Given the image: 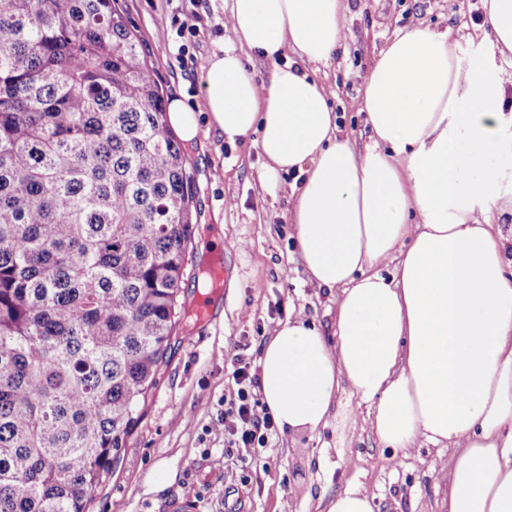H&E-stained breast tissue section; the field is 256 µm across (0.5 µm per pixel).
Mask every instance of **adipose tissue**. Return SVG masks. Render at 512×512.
I'll use <instances>...</instances> for the list:
<instances>
[{
	"label": "adipose tissue",
	"mask_w": 512,
	"mask_h": 512,
	"mask_svg": "<svg viewBox=\"0 0 512 512\" xmlns=\"http://www.w3.org/2000/svg\"><path fill=\"white\" fill-rule=\"evenodd\" d=\"M492 45L512 55V0H483ZM344 0H232L236 42L204 68L203 112L168 122L258 134L261 177L294 173L288 211L311 282L338 289L331 335L296 316L259 360V393L281 431L327 426L348 397L385 448L449 449L441 512H512V102L492 58L461 66L447 34L416 25L374 53L357 103L370 134L342 135L322 67ZM272 67L255 81L246 61Z\"/></svg>",
	"instance_id": "1"
}]
</instances>
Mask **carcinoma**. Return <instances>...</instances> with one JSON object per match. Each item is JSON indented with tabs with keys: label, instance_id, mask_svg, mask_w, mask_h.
<instances>
[{
	"label": "carcinoma",
	"instance_id": "cac0c4a2",
	"mask_svg": "<svg viewBox=\"0 0 512 512\" xmlns=\"http://www.w3.org/2000/svg\"><path fill=\"white\" fill-rule=\"evenodd\" d=\"M194 199L118 0H0V512H86L185 311Z\"/></svg>",
	"mask_w": 512,
	"mask_h": 512
}]
</instances>
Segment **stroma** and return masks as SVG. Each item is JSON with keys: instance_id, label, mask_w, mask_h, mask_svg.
<instances>
[{"instance_id": "1", "label": "stroma", "mask_w": 512, "mask_h": 512, "mask_svg": "<svg viewBox=\"0 0 512 512\" xmlns=\"http://www.w3.org/2000/svg\"><path fill=\"white\" fill-rule=\"evenodd\" d=\"M140 37L165 98L201 105L207 58L235 41L231 0H119ZM483 0H346L342 47L326 67L340 128L367 140L357 111L369 60L398 30L423 24L448 34L461 64L476 53L471 30L483 24ZM194 37L180 40L181 23ZM256 135L231 145L208 132L184 145L194 176L193 278L183 284L188 313L173 333L140 421L109 463L88 512H321V494L357 482L375 512H438L431 474L448 453L429 446L393 451L367 430L366 410L342 399L340 414L314 433L276 434L255 459L224 452L219 415L236 391L234 363L258 371L264 341L279 321L300 315L331 334L336 297L308 279L286 219L294 174L262 185L264 158ZM223 252L221 291L202 283L214 252ZM208 301L213 318L192 311Z\"/></svg>"}]
</instances>
